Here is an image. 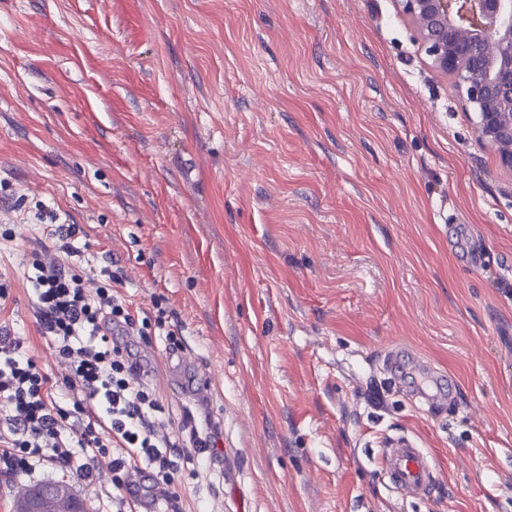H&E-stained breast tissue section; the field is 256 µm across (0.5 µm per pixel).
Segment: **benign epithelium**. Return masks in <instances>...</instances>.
<instances>
[{"mask_svg": "<svg viewBox=\"0 0 512 512\" xmlns=\"http://www.w3.org/2000/svg\"><path fill=\"white\" fill-rule=\"evenodd\" d=\"M417 25L425 51L477 111L478 141L512 172V0H396ZM16 512H84L68 481L23 487Z\"/></svg>", "mask_w": 512, "mask_h": 512, "instance_id": "obj_1", "label": "benign epithelium"}]
</instances>
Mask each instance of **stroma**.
<instances>
[{
  "label": "stroma",
  "instance_id": "35a3bbf8",
  "mask_svg": "<svg viewBox=\"0 0 512 512\" xmlns=\"http://www.w3.org/2000/svg\"><path fill=\"white\" fill-rule=\"evenodd\" d=\"M396 0H0V224L38 203L142 308L170 429L209 373L224 477L195 512H512V172ZM0 320L56 375L20 257ZM450 375L418 409L391 345ZM416 436L433 499L376 448ZM377 448L380 473L386 485L405 499L432 497L437 470L426 448L411 436L385 438Z\"/></svg>",
  "mask_w": 512,
  "mask_h": 512
}]
</instances>
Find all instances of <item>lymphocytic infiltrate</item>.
Listing matches in <instances>:
<instances>
[{
    "label": "lymphocytic infiltrate",
    "mask_w": 512,
    "mask_h": 512,
    "mask_svg": "<svg viewBox=\"0 0 512 512\" xmlns=\"http://www.w3.org/2000/svg\"><path fill=\"white\" fill-rule=\"evenodd\" d=\"M41 214L45 240L23 251L24 278L38 330L68 371L56 376L10 326H0V474L32 475L51 464L90 483L95 462L104 459L113 490L99 512H138L132 478L143 471L162 493L159 512H187L171 489L174 476L201 461L223 471L222 430L196 406L168 432L130 338L155 329L173 353L182 341L167 328L165 308L134 307L121 292L123 275L86 257L80 225L48 208Z\"/></svg>",
    "instance_id": "1"
}]
</instances>
